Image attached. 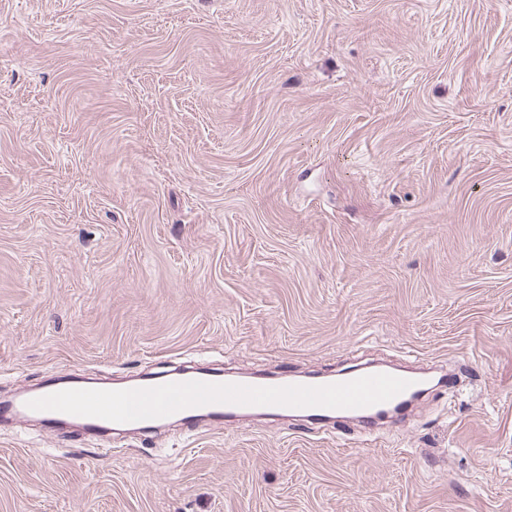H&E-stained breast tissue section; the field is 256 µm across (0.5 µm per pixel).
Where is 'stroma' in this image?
<instances>
[{"mask_svg": "<svg viewBox=\"0 0 512 512\" xmlns=\"http://www.w3.org/2000/svg\"><path fill=\"white\" fill-rule=\"evenodd\" d=\"M374 359L460 383L368 447L0 428V512H512V0H0V397Z\"/></svg>", "mask_w": 512, "mask_h": 512, "instance_id": "35a3bbf8", "label": "stroma"}]
</instances>
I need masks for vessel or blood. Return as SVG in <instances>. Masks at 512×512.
Listing matches in <instances>:
<instances>
[{
	"instance_id": "obj_1",
	"label": "vessel or blood",
	"mask_w": 512,
	"mask_h": 512,
	"mask_svg": "<svg viewBox=\"0 0 512 512\" xmlns=\"http://www.w3.org/2000/svg\"><path fill=\"white\" fill-rule=\"evenodd\" d=\"M415 371L361 367L339 376L307 378L234 377L187 372L156 375L133 386L78 380L48 381L41 388L0 400V421L34 418L49 429L76 420L91 432L128 434L145 426L174 422L185 432L203 421L261 413L315 421L327 416L361 419L367 440H375L381 420L398 421L422 392Z\"/></svg>"
}]
</instances>
